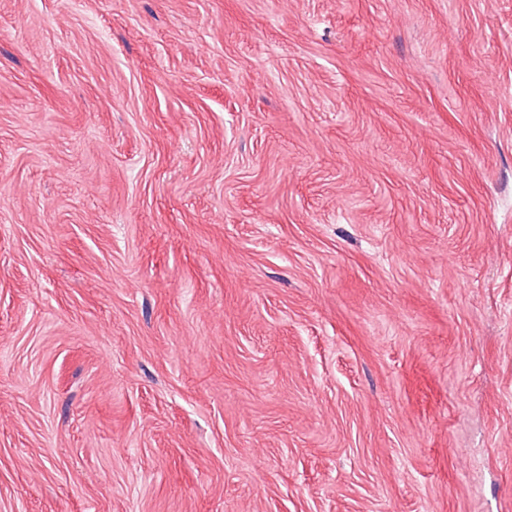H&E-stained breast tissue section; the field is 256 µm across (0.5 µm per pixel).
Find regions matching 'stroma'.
<instances>
[{
  "label": "stroma",
  "instance_id": "1",
  "mask_svg": "<svg viewBox=\"0 0 512 512\" xmlns=\"http://www.w3.org/2000/svg\"><path fill=\"white\" fill-rule=\"evenodd\" d=\"M0 512H512V0H0Z\"/></svg>",
  "mask_w": 512,
  "mask_h": 512
}]
</instances>
